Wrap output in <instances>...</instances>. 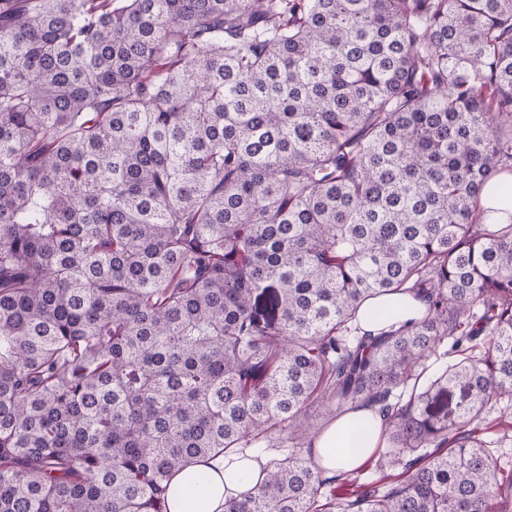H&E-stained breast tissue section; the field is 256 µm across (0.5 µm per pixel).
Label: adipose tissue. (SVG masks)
Masks as SVG:
<instances>
[{"label": "adipose tissue", "mask_w": 512, "mask_h": 512, "mask_svg": "<svg viewBox=\"0 0 512 512\" xmlns=\"http://www.w3.org/2000/svg\"><path fill=\"white\" fill-rule=\"evenodd\" d=\"M383 418L377 407L361 406L337 417L312 443V455L324 476L332 477L360 466L378 448ZM211 482L198 503L199 512H224L227 499L238 496L245 485L240 474L244 463L216 457L201 462Z\"/></svg>", "instance_id": "1"}]
</instances>
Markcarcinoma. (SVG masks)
<instances>
[{"label": "carcinoma", "instance_id": "1", "mask_svg": "<svg viewBox=\"0 0 512 512\" xmlns=\"http://www.w3.org/2000/svg\"><path fill=\"white\" fill-rule=\"evenodd\" d=\"M504 172L512 0H0V512H512ZM369 403L381 494L308 457ZM502 184H510L511 187L512 175L502 178L496 189L489 187L481 195L480 203L485 210L494 208L493 212L486 213L485 224H512V198L510 196V202L505 200ZM418 305L419 303L408 295L386 296L373 300L367 305L368 310L366 311H368L369 317L364 319L361 323L363 331L377 336L382 331V328L387 327L392 322L403 323L412 318L413 312L411 308L417 307ZM382 306H387L393 309V312H395L394 320L377 319L373 317L372 310ZM400 306H404V308L400 309ZM257 464L248 462L228 463L223 457H216L198 464H193L183 471L177 473L171 480L168 497V512H188V501L186 491L189 487V478L194 470H205L211 475V482L197 507L198 512H224V501L238 496L246 489L240 479V473L245 469Z\"/></svg>", "mask_w": 512, "mask_h": 512}]
</instances>
